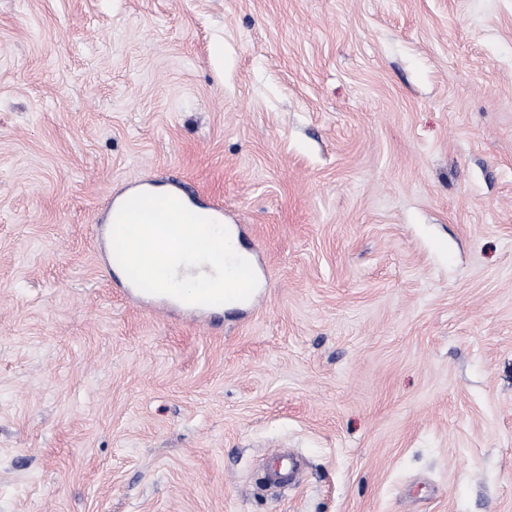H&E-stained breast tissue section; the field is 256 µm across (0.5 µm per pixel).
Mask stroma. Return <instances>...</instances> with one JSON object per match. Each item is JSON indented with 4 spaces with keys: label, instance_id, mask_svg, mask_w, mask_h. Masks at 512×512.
I'll list each match as a JSON object with an SVG mask.
<instances>
[{
    "label": "stroma",
    "instance_id": "1",
    "mask_svg": "<svg viewBox=\"0 0 512 512\" xmlns=\"http://www.w3.org/2000/svg\"><path fill=\"white\" fill-rule=\"evenodd\" d=\"M175 181L256 307L115 287ZM0 512H512V0H0ZM116 285L123 288L127 296L131 298L147 297L148 303L153 308H166L182 311L193 317H201L210 310H214L217 306H202L184 303L174 297L160 294H149L139 290L126 276L124 280L115 279Z\"/></svg>",
    "mask_w": 512,
    "mask_h": 512
}]
</instances>
